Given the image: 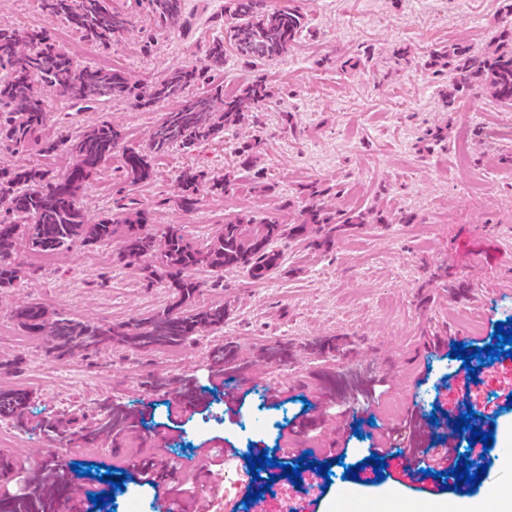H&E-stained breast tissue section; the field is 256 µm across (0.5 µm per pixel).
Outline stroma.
Returning <instances> with one entry per match:
<instances>
[{"label":"stroma","mask_w":512,"mask_h":512,"mask_svg":"<svg viewBox=\"0 0 512 512\" xmlns=\"http://www.w3.org/2000/svg\"><path fill=\"white\" fill-rule=\"evenodd\" d=\"M134 0H112L132 9L135 25L111 46L102 48L70 35L76 58L95 64L105 55L134 80L149 84L175 68L203 65L204 48L225 32L224 0H186L185 25L161 31L151 53H140V30L149 28ZM268 9L299 7L309 33L262 70L274 92L260 116L217 137L183 148L174 146L155 158L150 181L122 187L116 161L107 162L83 191L79 203L90 222L111 214L117 204L148 209L149 229L162 234L181 225L198 244L210 241L226 218L242 213L294 217L299 190L312 181L332 185L338 208L379 211L385 223L369 221L349 228L330 250L300 240L279 242V269L256 281L240 270L224 274V285L210 287L208 271H192L202 282L198 304L226 306L224 327L195 336L184 348L139 354L106 349L95 361L81 355L52 357L41 339L24 346L0 340V361L19 359V370L0 368V387L33 394L29 428L12 427V476L0 478V500L16 497L17 483L28 484L44 469L55 441L36 431L42 419L59 412L94 417L98 403L109 400L135 415L119 438L98 448L72 446L69 462L125 469L128 459L157 460L178 475L159 488L140 485L128 475L122 488L97 476L72 473L79 512H123L135 501L138 512H158L159 493L172 485H197L198 502L209 512H224L235 501L237 512H250L245 500L257 492L268 512L304 506L305 512H336L345 488L357 502L399 486L404 503L438 498H466L469 483L418 473L422 459L414 438L404 475L387 463L382 479L368 477L362 461L391 428L414 423L428 444L449 442L457 458H466L471 431L449 438L448 425L471 413L472 429L493 434L489 467L482 485L512 474L501 449L512 444V360L482 359L475 381L463 382L466 370L452 357L454 344L466 352L493 344L498 323L512 319V109L492 101L482 85L456 96L454 111L442 107L449 90L445 76L430 66L435 50L453 44L488 52L495 48L501 18L512 0H266ZM64 20L42 14L36 0H0V26H42L50 31ZM50 112L44 127L52 139H76L89 126L111 124L124 129L125 148L146 150L151 132L167 107H135L122 99L80 109L52 89H45ZM444 130L443 139L432 133ZM466 134L468 159L458 165L453 146ZM260 146L242 167L237 149L245 142ZM236 171L238 183L224 194L200 186L193 211L179 208L173 197L186 170ZM264 174L267 191L254 189L253 172ZM118 242L73 245L45 263L27 245H18L15 264L38 269L37 276L0 293V322L13 323L16 304L39 301L95 324L128 321L163 311L168 288L149 282L138 266L117 259ZM465 284L464 294L450 297L451 284ZM323 336H347L360 343L351 370L373 384H386L383 397L356 392L343 400L323 387L318 373L327 364L313 359L306 346ZM241 349L251 366L234 379L240 390L225 402L223 390H201L213 368L210 351L225 340ZM290 343L292 360L274 365L258 356L260 348ZM187 382L191 410L174 412L169 390L145 386L147 375ZM270 381L279 390L266 401L253 389ZM268 448L278 462L297 466L302 455L329 463V486L312 490L293 480L270 483L269 469L245 480L247 454ZM192 448L207 449L193 467L184 461ZM218 448L234 449L235 469L225 472ZM356 469L353 478L345 477ZM113 494L105 507L91 497Z\"/></svg>","instance_id":"1"}]
</instances>
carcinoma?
I'll return each instance as SVG.
<instances>
[{"instance_id": "obj_1", "label": "carcinoma", "mask_w": 512, "mask_h": 512, "mask_svg": "<svg viewBox=\"0 0 512 512\" xmlns=\"http://www.w3.org/2000/svg\"><path fill=\"white\" fill-rule=\"evenodd\" d=\"M40 11L66 21L79 37L106 48L132 24L131 16L112 7V0H38ZM146 11L155 29L174 30L184 17V0H146ZM229 20L226 36L208 44L204 65L175 68L162 80L142 86L118 69L80 66L60 46L49 30L40 26L0 28V143L13 151L30 149L44 157L61 152L73 161L62 176L47 167L0 166V290L16 287L34 276L37 269L23 268L11 261L17 242L36 252L54 253L79 242L96 245L118 238L122 241L119 260L134 265L151 260L148 278L164 282L172 301L156 316L96 326L61 313L49 311L40 302L29 301L13 310V318L30 336L42 338L56 358L75 352L87 357L105 347L131 348L146 353L157 349L175 350L203 330H220L226 315L222 305L196 303L200 284L187 272L205 269L217 279L229 269H241L262 280L282 264L276 243L297 239L316 248L329 249L349 227L368 223L363 211L339 210L325 202L330 188L317 182L303 189L305 205L297 221L282 224L270 218L238 216L225 221L220 233L203 245L190 242L182 228L171 225L157 237L146 229L150 213L144 209L114 212L90 223L77 203L81 190L111 160L125 139L122 129L107 124L86 130L73 143L41 138L47 121L48 104L38 91L44 85L75 104H93L124 99L138 106L172 104L150 137L148 151L123 150L122 171L127 184L135 186L153 176L152 158L174 145L189 147L216 137L223 127L241 123L249 114L262 112L273 93L265 77L244 87L228 89L213 83L200 94L188 89L206 83L211 74L224 67L232 52L253 66L272 61L288 52L307 29L304 15L295 8L270 10L265 0H225ZM429 65L447 76L452 91L445 106L454 108L456 93L481 83L491 98L512 106V19L502 21L493 53L478 52L455 45L431 55ZM211 190H231L237 179L226 173L206 178L202 172L181 175L177 205L194 210L203 182ZM353 340L334 338L314 342L313 354L329 353L336 358V370L325 374L327 383L346 394L362 385L363 379L341 367L357 353ZM261 356L272 363L293 358L288 344L269 347ZM213 366L234 377L247 367L238 345L227 341L211 353ZM30 405L24 389L0 388V419L21 423ZM130 422L129 413L107 402L93 421L61 416L40 423L43 432L59 443L50 468L25 496L0 503V512H55V489L66 467L68 444L106 441L122 435Z\"/></svg>"}]
</instances>
